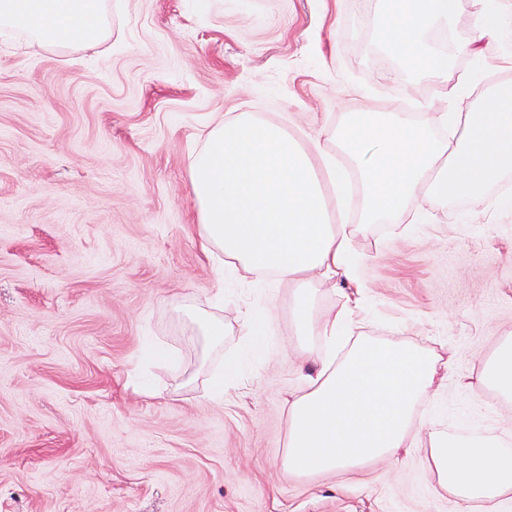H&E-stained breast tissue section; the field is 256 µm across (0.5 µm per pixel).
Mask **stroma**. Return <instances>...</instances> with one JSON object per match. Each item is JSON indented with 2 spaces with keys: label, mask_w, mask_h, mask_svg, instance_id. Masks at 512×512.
Returning a JSON list of instances; mask_svg holds the SVG:
<instances>
[{
  "label": "stroma",
  "mask_w": 512,
  "mask_h": 512,
  "mask_svg": "<svg viewBox=\"0 0 512 512\" xmlns=\"http://www.w3.org/2000/svg\"><path fill=\"white\" fill-rule=\"evenodd\" d=\"M112 34L77 50L0 45V512H459L427 468L425 418L448 434L512 442V405L458 381L512 331V211L426 203L361 226L369 318L359 333L455 355L424 399L398 463L306 478L283 466L288 397L305 344L287 284L217 276L199 246L190 161L213 119L250 112L304 144L346 115L457 107L443 88L392 78L373 46L376 0H108ZM460 0L446 45L472 97L512 86V41L472 43ZM222 314L208 360L177 309ZM269 315L223 401L208 397ZM173 350L148 362L146 344ZM150 392H142L139 379ZM268 317L264 312H251L246 318L247 335L250 336L249 348L265 350Z\"/></svg>",
  "instance_id": "35a3bbf8"
}]
</instances>
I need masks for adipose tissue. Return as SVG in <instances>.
Wrapping results in <instances>:
<instances>
[{"label":"adipose tissue","instance_id":"obj_1","mask_svg":"<svg viewBox=\"0 0 512 512\" xmlns=\"http://www.w3.org/2000/svg\"><path fill=\"white\" fill-rule=\"evenodd\" d=\"M477 42L512 39V8L477 0ZM457 0H379L375 39L405 71L465 95L467 81L428 35L449 27ZM25 31L42 48L79 47L108 34L104 0H0V38ZM452 129L437 136L436 126ZM337 154L305 145L251 113L215 122L191 162L204 252L223 254L250 274L273 272L293 290L297 335H318L308 347L303 389L288 405L286 470L313 477L398 461L412 414L435 394L451 357L422 346L360 338L364 293L359 261L335 212L356 195L358 221L374 224L408 211L412 201H479L486 187L512 171V90L497 87L462 112L434 122L400 112L346 117L336 132ZM343 168H336V161ZM345 282L354 290L337 312L314 322L317 285ZM476 384L512 400V336L485 361ZM429 468L461 503L488 507L512 495V446L492 433L450 436L428 424Z\"/></svg>","mask_w":512,"mask_h":512}]
</instances>
